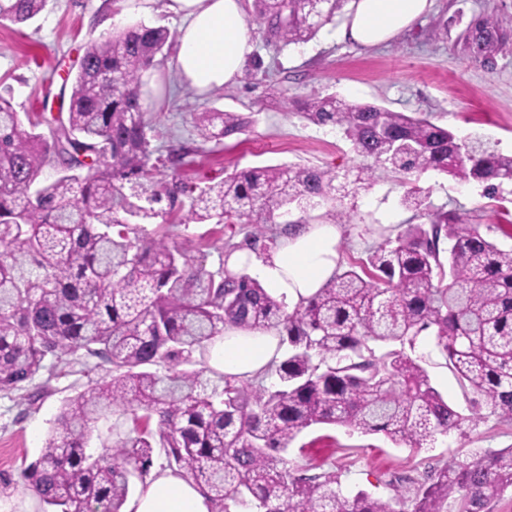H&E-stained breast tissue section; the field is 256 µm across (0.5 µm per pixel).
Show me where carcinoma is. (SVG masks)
Instances as JSON below:
<instances>
[{
  "instance_id": "1",
  "label": "carcinoma",
  "mask_w": 512,
  "mask_h": 512,
  "mask_svg": "<svg viewBox=\"0 0 512 512\" xmlns=\"http://www.w3.org/2000/svg\"><path fill=\"white\" fill-rule=\"evenodd\" d=\"M48 0H0V18L23 24ZM349 0H253L267 32L306 43L335 22ZM460 40L475 61L490 58L512 18L483 17ZM169 32L144 22L92 42L76 67L66 114L23 121L0 95V391L32 379L48 355L79 351L112 365L111 379L65 401L46 451L23 481L54 512H122L129 477L144 479L153 454L192 478L213 512H391L341 474L305 475L283 453L304 429L340 425L428 448L464 417L403 346L430 330L434 345L481 411L512 420V248L503 249L455 212H433L386 239L361 265L336 273L293 312L222 260L215 271L154 238L141 224H237L258 241L289 207L313 208L335 191L332 170L255 166L199 189L158 178L141 78L167 58ZM299 115L342 131L353 152L407 179L436 170L494 191L512 181V155L468 141L413 113L337 95L307 100ZM198 137L215 145L246 132L236 112L194 113ZM46 167L56 177L34 184ZM168 208L159 207L162 201ZM447 247H441V244ZM275 328L288 343L268 371V389L200 365L224 327ZM389 350L376 354L375 347ZM131 426L98 455L97 423L112 406ZM512 490V447L478 449L423 480L407 476L396 497L411 512H489Z\"/></svg>"
}]
</instances>
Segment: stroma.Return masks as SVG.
Instances as JSON below:
<instances>
[{"label": "stroma", "instance_id": "obj_1", "mask_svg": "<svg viewBox=\"0 0 512 512\" xmlns=\"http://www.w3.org/2000/svg\"><path fill=\"white\" fill-rule=\"evenodd\" d=\"M479 16H512V0H434L430 12L386 44L359 47L340 39L337 27L325 26L305 44L279 47L266 28L249 21L255 52L240 81L200 95L179 83L172 61H165L157 88L142 86V102L155 127L152 141L159 154L177 143L194 146L195 154L164 176H177L196 189L220 183L225 176L252 166L300 164L336 171L331 200L313 210L327 222L343 211L351 221L341 227L340 269L360 266L385 238L407 225L426 223V214L401 203L404 188L382 170L359 178L363 161L340 131L292 114L291 104L314 96L339 94L381 105L394 112H418L462 137H480L492 150L512 153V37L491 59L471 63L457 39ZM161 26L177 34L180 18L169 6L141 9L138 0H49L33 21L14 24L0 19V90L11 88L18 112H67L60 91L68 67L89 42L109 36L133 22ZM252 115L254 123L223 145L201 144L193 115L202 111ZM415 183L426 196L428 212L453 211L499 246L512 247V182L497 193L483 185L428 170ZM147 232L190 241L194 264L213 270L227 243L247 244V234L225 224L151 222ZM423 357L432 385L462 414H469V395L434 351L429 336L414 350ZM110 364L80 354L66 360L46 358L43 369L19 389L0 391V499L42 507L21 479V472L41 458L49 428L65 400L109 380ZM512 446V422L488 418L479 424L438 436L433 447L413 451L383 434L315 425L290 445L291 467L316 466L341 475L345 493L364 489L388 501L393 512H410L393 487L399 477L421 476L444 463L465 462L475 448Z\"/></svg>", "mask_w": 512, "mask_h": 512}]
</instances>
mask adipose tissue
<instances>
[{
  "label": "adipose tissue",
  "mask_w": 512,
  "mask_h": 512,
  "mask_svg": "<svg viewBox=\"0 0 512 512\" xmlns=\"http://www.w3.org/2000/svg\"><path fill=\"white\" fill-rule=\"evenodd\" d=\"M432 6V0H348V20L340 35L364 47L393 38ZM182 24L174 49L179 80L205 93L236 84L253 52L243 0H171ZM339 225L310 223L294 228L265 254L242 251L231 267L244 270L264 288L285 295L290 306L305 303L335 273ZM280 337L273 329L225 328L206 356L211 369L247 379L278 357ZM124 512H212L210 500L194 481L168 468H156L131 496Z\"/></svg>",
  "instance_id": "ef3b65f1"
}]
</instances>
